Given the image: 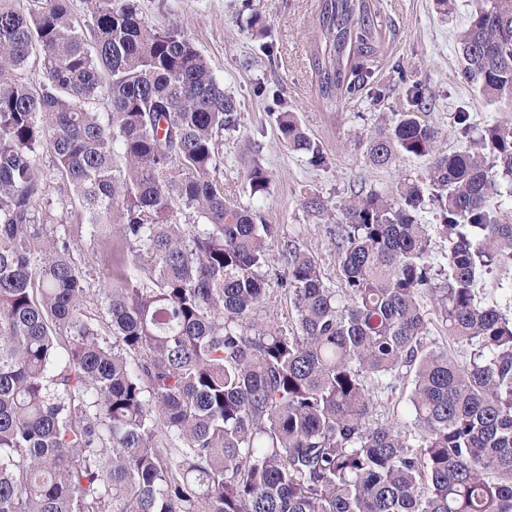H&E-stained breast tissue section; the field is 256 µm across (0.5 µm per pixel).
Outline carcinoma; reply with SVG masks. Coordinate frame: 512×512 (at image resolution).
Returning a JSON list of instances; mask_svg holds the SVG:
<instances>
[{"label":"carcinoma","instance_id":"obj_1","mask_svg":"<svg viewBox=\"0 0 512 512\" xmlns=\"http://www.w3.org/2000/svg\"><path fill=\"white\" fill-rule=\"evenodd\" d=\"M89 2L79 21L69 0H0V512H512V318L477 296L512 269V206L488 204L512 201V122L440 153L416 112L393 114L366 159L427 157L428 184L349 197L329 230L339 288L284 244L292 321L261 325L276 228L224 192L235 100L179 26ZM317 21L333 107L364 84L376 27L369 0H319ZM457 51L512 112V0H479ZM276 123L326 165L295 113ZM53 180L89 236L128 248L102 273V317L72 231L49 223ZM269 184L254 167L251 191ZM429 289L461 364L425 345ZM397 379L411 418L370 424L372 386L385 403Z\"/></svg>","mask_w":512,"mask_h":512}]
</instances>
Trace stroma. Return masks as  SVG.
Masks as SVG:
<instances>
[{
    "instance_id": "obj_1",
    "label": "stroma",
    "mask_w": 512,
    "mask_h": 512,
    "mask_svg": "<svg viewBox=\"0 0 512 512\" xmlns=\"http://www.w3.org/2000/svg\"><path fill=\"white\" fill-rule=\"evenodd\" d=\"M478 0H370L379 43L362 90L326 111L319 99L313 66L319 0H139L155 26L178 23L210 64L238 108L235 129L224 134V190L255 212L277 233L268 269L282 273L281 246L293 239L318 261L326 281L339 287L336 246L329 230L352 189L391 193L402 179L424 177L427 158L403 157L391 167L374 168L365 142L395 112L411 108L406 90L418 85L424 96L420 119L439 133L437 149L458 151L467 135H478L500 112L486 104L459 77L456 35ZM406 71L400 83L398 71ZM297 113L321 146L328 163L312 166L305 154L279 140L273 111ZM470 114L462 134L455 115ZM264 168L270 179L264 196L253 195L249 173ZM324 201L323 213L308 212L310 197Z\"/></svg>"
}]
</instances>
